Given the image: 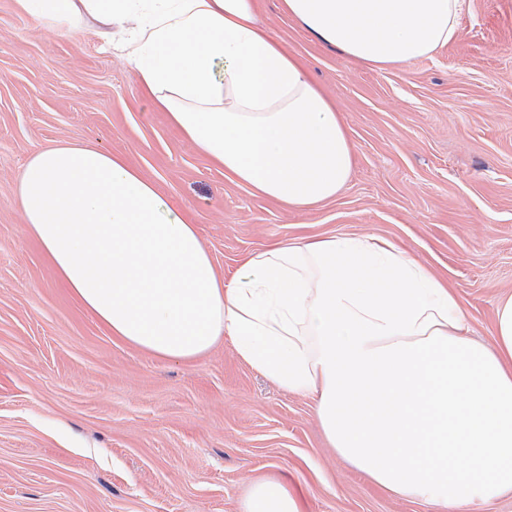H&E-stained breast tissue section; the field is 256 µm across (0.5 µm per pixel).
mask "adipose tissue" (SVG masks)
Wrapping results in <instances>:
<instances>
[{
	"label": "adipose tissue",
	"instance_id": "adipose-tissue-1",
	"mask_svg": "<svg viewBox=\"0 0 512 512\" xmlns=\"http://www.w3.org/2000/svg\"><path fill=\"white\" fill-rule=\"evenodd\" d=\"M48 31L93 22L195 148L287 208L346 186V123L257 0H15ZM320 43L387 69L456 35L461 0H281ZM27 232L113 334L192 360L221 337L283 390L311 396L331 448L387 493L462 508L512 494V294L494 347L470 340L448 282L376 237L283 239L219 277L191 217L124 157L35 153L18 180ZM240 512H303L278 477Z\"/></svg>",
	"mask_w": 512,
	"mask_h": 512
}]
</instances>
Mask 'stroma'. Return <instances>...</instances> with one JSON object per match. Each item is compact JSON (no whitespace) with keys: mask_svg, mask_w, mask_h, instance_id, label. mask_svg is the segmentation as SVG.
I'll use <instances>...</instances> for the list:
<instances>
[{"mask_svg":"<svg viewBox=\"0 0 512 512\" xmlns=\"http://www.w3.org/2000/svg\"><path fill=\"white\" fill-rule=\"evenodd\" d=\"M348 126L335 198L282 207L225 176L144 96L95 25L49 33L0 0V512H239L283 477L306 512H441L389 494L330 447L313 401L219 342L192 361L112 336L25 230L18 178L60 144L125 157L192 211L217 271L280 239L377 236L456 288L470 339L494 346L512 293V0H463L433 56L379 70L260 0Z\"/></svg>","mask_w":512,"mask_h":512,"instance_id":"stroma-1","label":"stroma"}]
</instances>
